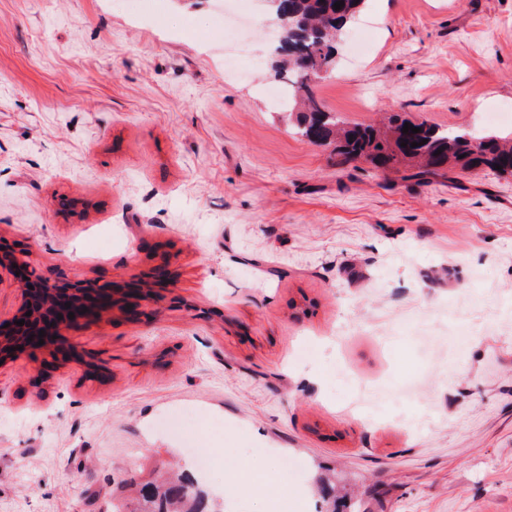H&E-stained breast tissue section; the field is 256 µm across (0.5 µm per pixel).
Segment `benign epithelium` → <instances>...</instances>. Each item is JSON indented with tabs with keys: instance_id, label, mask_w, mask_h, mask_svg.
Segmentation results:
<instances>
[{
	"instance_id": "1",
	"label": "benign epithelium",
	"mask_w": 512,
	"mask_h": 512,
	"mask_svg": "<svg viewBox=\"0 0 512 512\" xmlns=\"http://www.w3.org/2000/svg\"><path fill=\"white\" fill-rule=\"evenodd\" d=\"M11 274L18 283L17 315L0 318V356L12 357L54 345L61 340L60 331L75 327L92 316H99L117 306L130 320L139 321L149 315L148 309L158 305L161 295L157 289L165 283L144 281L122 289L112 282L73 281L59 269L39 273L28 257L0 249V274ZM71 306H65V303ZM31 315H26V312ZM74 318H69V313ZM63 319H58V316ZM24 321L19 326L16 321ZM44 336H39V331ZM44 344H38V341Z\"/></svg>"
}]
</instances>
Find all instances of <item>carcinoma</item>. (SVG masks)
<instances>
[{
    "mask_svg": "<svg viewBox=\"0 0 512 512\" xmlns=\"http://www.w3.org/2000/svg\"><path fill=\"white\" fill-rule=\"evenodd\" d=\"M279 0L275 9L286 17L274 54L276 81L285 85L297 109V134L309 142L333 148L344 161L363 160L381 171L412 169L426 181L458 168L482 167L512 175V134L478 133L468 129H440L425 121L411 122L418 133L402 132L407 119L398 114L382 125L351 124L326 111L311 85L312 77L333 71L336 39L358 12L364 0ZM427 143H422V140ZM419 146L413 147L411 143ZM206 500L198 485L177 475L159 482L151 479L141 488L138 512H200Z\"/></svg>",
    "mask_w": 512,
    "mask_h": 512,
    "instance_id": "obj_1",
    "label": "carcinoma"
}]
</instances>
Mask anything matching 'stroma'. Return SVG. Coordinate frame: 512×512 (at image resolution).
Instances as JSON below:
<instances>
[{
	"instance_id": "stroma-1",
	"label": "stroma",
	"mask_w": 512,
	"mask_h": 512,
	"mask_svg": "<svg viewBox=\"0 0 512 512\" xmlns=\"http://www.w3.org/2000/svg\"><path fill=\"white\" fill-rule=\"evenodd\" d=\"M217 2L0 0V241L79 280L179 274L156 316L0 366V512H111L141 468L188 466L156 426L182 407L224 512H512V176L308 142L260 93L264 38L227 75ZM317 95L484 131L512 107V0H367ZM287 457L303 476L247 490Z\"/></svg>"
}]
</instances>
